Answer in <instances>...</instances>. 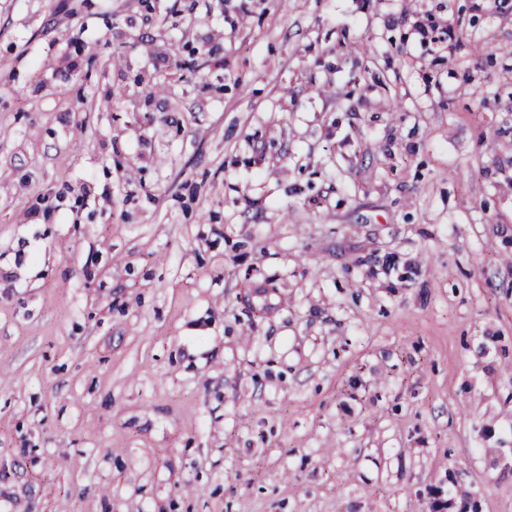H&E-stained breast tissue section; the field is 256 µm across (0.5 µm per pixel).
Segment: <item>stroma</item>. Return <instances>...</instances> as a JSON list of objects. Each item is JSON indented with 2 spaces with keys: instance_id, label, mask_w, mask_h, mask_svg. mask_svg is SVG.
I'll return each mask as SVG.
<instances>
[{
  "instance_id": "1",
  "label": "stroma",
  "mask_w": 512,
  "mask_h": 512,
  "mask_svg": "<svg viewBox=\"0 0 512 512\" xmlns=\"http://www.w3.org/2000/svg\"><path fill=\"white\" fill-rule=\"evenodd\" d=\"M435 486L512 512V4L0 0V512Z\"/></svg>"
}]
</instances>
